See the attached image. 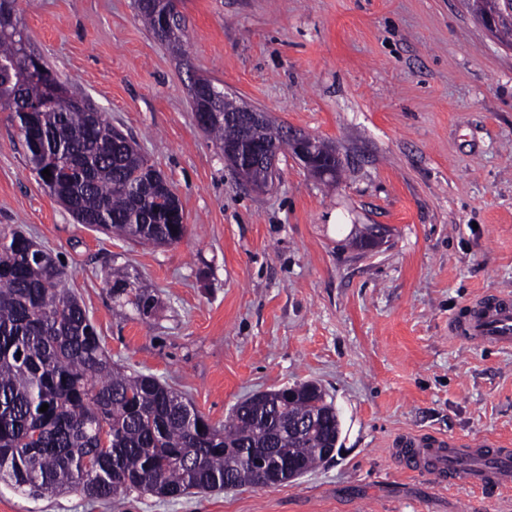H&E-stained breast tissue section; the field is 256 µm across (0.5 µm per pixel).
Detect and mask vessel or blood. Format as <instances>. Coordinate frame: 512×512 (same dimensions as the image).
<instances>
[{"label": "vessel or blood", "mask_w": 512, "mask_h": 512, "mask_svg": "<svg viewBox=\"0 0 512 512\" xmlns=\"http://www.w3.org/2000/svg\"><path fill=\"white\" fill-rule=\"evenodd\" d=\"M451 333L461 341L511 350L512 292L473 299L453 319ZM390 448L402 470L437 476L444 486L491 491L512 484V448L496 439L407 431L396 435ZM460 457L472 458L473 467L457 466Z\"/></svg>", "instance_id": "obj_1"}]
</instances>
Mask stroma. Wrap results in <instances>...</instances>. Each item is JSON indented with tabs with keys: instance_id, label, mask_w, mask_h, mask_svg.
<instances>
[{
	"instance_id": "stroma-1",
	"label": "stroma",
	"mask_w": 512,
	"mask_h": 512,
	"mask_svg": "<svg viewBox=\"0 0 512 512\" xmlns=\"http://www.w3.org/2000/svg\"><path fill=\"white\" fill-rule=\"evenodd\" d=\"M31 48L139 145L182 204L186 236L141 245L77 223L30 170L0 112V228L63 258L113 363L158 378L212 423L263 391L313 382L339 451L298 480L178 499L37 498L0 482V512H512V487L403 472V431L512 444V350L456 342L448 319L512 291V46L464 0H183L185 58L133 0H18ZM324 140L325 188L290 154L255 191L195 124L189 73ZM379 224L384 244L361 250ZM127 265L157 298L113 302ZM104 281L110 288L115 302L122 306H130L131 310L141 319L150 318L156 307L154 296L141 288L137 278L131 277L124 267H113L106 272Z\"/></svg>"
}]
</instances>
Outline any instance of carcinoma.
Wrapping results in <instances>:
<instances>
[{
    "label": "carcinoma",
    "mask_w": 512,
    "mask_h": 512,
    "mask_svg": "<svg viewBox=\"0 0 512 512\" xmlns=\"http://www.w3.org/2000/svg\"><path fill=\"white\" fill-rule=\"evenodd\" d=\"M504 0H469L472 13H497V37L512 42ZM138 16L172 53L185 54L181 27L134 0ZM17 0L0 17V109L17 121L28 163L79 224L144 244H173L187 225L169 222L158 171L99 111L76 108L53 67L27 50ZM236 104L211 103L203 132L236 135L225 117ZM253 139L284 142L269 123ZM50 170L51 177L42 175ZM17 229L0 230V481L33 496L79 491L110 501L131 492L179 498L295 481L327 461L341 422L313 383L258 393L222 425L152 375L112 365L96 327L64 287L56 260ZM104 281L116 302L142 319L156 300L124 267ZM48 410L40 411L43 404Z\"/></svg>",
    "instance_id": "obj_1"
}]
</instances>
